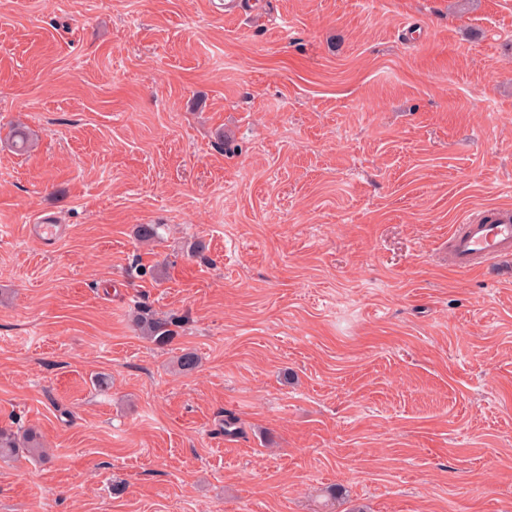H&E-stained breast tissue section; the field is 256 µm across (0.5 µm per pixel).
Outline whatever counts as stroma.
Wrapping results in <instances>:
<instances>
[{"mask_svg": "<svg viewBox=\"0 0 512 512\" xmlns=\"http://www.w3.org/2000/svg\"><path fill=\"white\" fill-rule=\"evenodd\" d=\"M501 206L512 0H0V512H512ZM454 225L453 260L459 272L491 268L512 256V209L473 210ZM28 230L30 235L41 240L49 247L59 245L63 236V226L61 224H53L48 219L39 220V224H30ZM173 321L168 318L156 317L146 312L139 313L136 316V326L144 337L157 344L168 342L173 334L170 326ZM43 452L33 433L18 437L14 433L0 429V457H10L20 453L40 456Z\"/></svg>", "mask_w": 512, "mask_h": 512, "instance_id": "1", "label": "stroma"}]
</instances>
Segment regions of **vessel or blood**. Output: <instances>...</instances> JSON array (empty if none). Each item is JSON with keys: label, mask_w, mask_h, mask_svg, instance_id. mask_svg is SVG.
<instances>
[{"label": "vessel or blood", "mask_w": 512, "mask_h": 512, "mask_svg": "<svg viewBox=\"0 0 512 512\" xmlns=\"http://www.w3.org/2000/svg\"><path fill=\"white\" fill-rule=\"evenodd\" d=\"M30 235L46 246L59 245L62 225L43 219L29 225ZM512 257V209L475 210L466 214L453 231V260L458 271L492 267Z\"/></svg>", "instance_id": "b4317fda"}]
</instances>
